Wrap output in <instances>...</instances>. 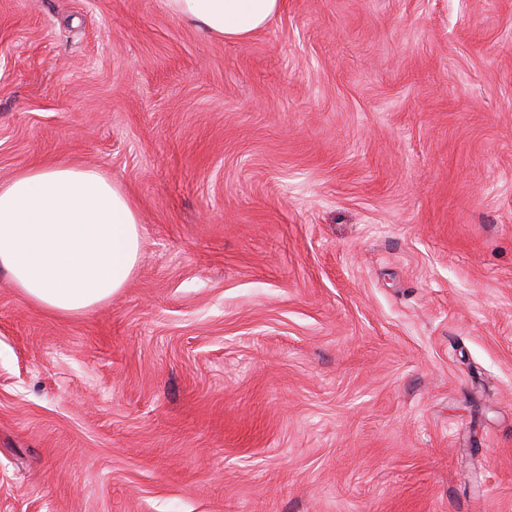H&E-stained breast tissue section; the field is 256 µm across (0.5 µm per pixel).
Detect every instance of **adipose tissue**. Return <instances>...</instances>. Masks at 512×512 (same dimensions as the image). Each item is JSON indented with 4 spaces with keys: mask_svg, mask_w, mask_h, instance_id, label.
<instances>
[{
    "mask_svg": "<svg viewBox=\"0 0 512 512\" xmlns=\"http://www.w3.org/2000/svg\"><path fill=\"white\" fill-rule=\"evenodd\" d=\"M204 34L242 41L279 14L282 0H165ZM137 211L123 188L92 167L37 165L0 184V268L33 303L62 316L107 302L140 254Z\"/></svg>",
    "mask_w": 512,
    "mask_h": 512,
    "instance_id": "ef3b65f1",
    "label": "adipose tissue"
}]
</instances>
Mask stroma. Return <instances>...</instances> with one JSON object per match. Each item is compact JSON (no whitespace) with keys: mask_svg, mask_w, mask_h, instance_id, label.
<instances>
[{"mask_svg":"<svg viewBox=\"0 0 512 512\" xmlns=\"http://www.w3.org/2000/svg\"><path fill=\"white\" fill-rule=\"evenodd\" d=\"M52 162L141 253L0 270V512H512V0H0V184ZM167 10L204 34L242 41L263 30L279 14L282 0H165Z\"/></svg>","mask_w":512,"mask_h":512,"instance_id":"35a3bbf8","label":"stroma"}]
</instances>
